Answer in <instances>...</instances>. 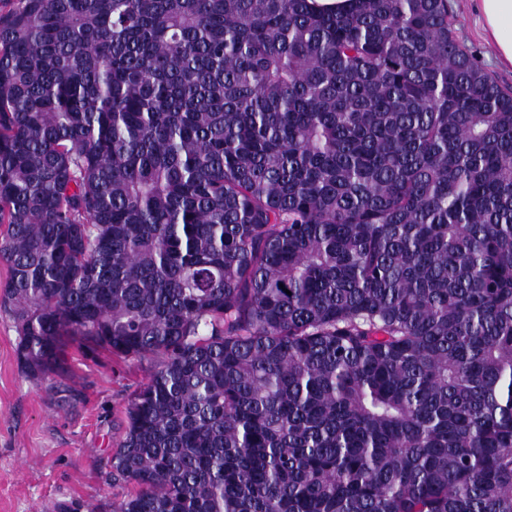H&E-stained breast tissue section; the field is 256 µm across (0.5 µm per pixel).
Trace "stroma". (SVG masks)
I'll return each mask as SVG.
<instances>
[{
	"instance_id": "1",
	"label": "stroma",
	"mask_w": 512,
	"mask_h": 512,
	"mask_svg": "<svg viewBox=\"0 0 512 512\" xmlns=\"http://www.w3.org/2000/svg\"><path fill=\"white\" fill-rule=\"evenodd\" d=\"M448 12L455 37L512 88V67L497 62L473 0H448ZM17 341L11 315L0 311V512H108L123 493L108 460L128 402L158 358L122 359L72 341L62 373L32 377L17 361Z\"/></svg>"
}]
</instances>
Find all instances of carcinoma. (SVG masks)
Here are the masks:
<instances>
[{
    "label": "carcinoma",
    "instance_id": "cac0c4a2",
    "mask_svg": "<svg viewBox=\"0 0 512 512\" xmlns=\"http://www.w3.org/2000/svg\"><path fill=\"white\" fill-rule=\"evenodd\" d=\"M352 2L0 13L18 363L159 358L112 512H512V89Z\"/></svg>",
    "mask_w": 512,
    "mask_h": 512
}]
</instances>
